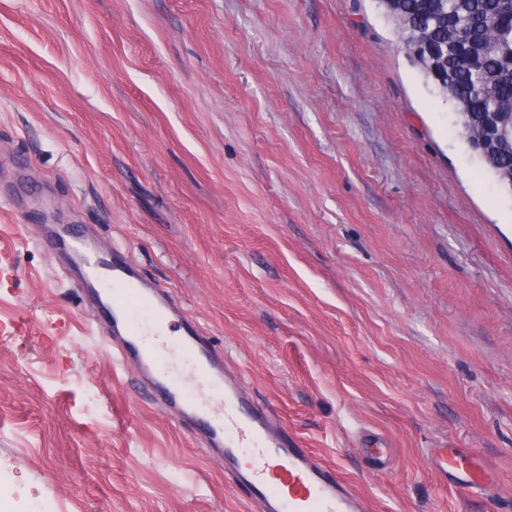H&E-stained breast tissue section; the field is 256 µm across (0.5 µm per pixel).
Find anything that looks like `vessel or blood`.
I'll return each instance as SVG.
<instances>
[{
  "label": "vessel or blood",
  "mask_w": 512,
  "mask_h": 512,
  "mask_svg": "<svg viewBox=\"0 0 512 512\" xmlns=\"http://www.w3.org/2000/svg\"><path fill=\"white\" fill-rule=\"evenodd\" d=\"M67 245L82 259L74 285L96 292L101 306L93 318L111 322L120 342L116 359L132 367L154 393V404L196 425L203 442L221 454L236 486L246 490L258 512H370L368 500L353 492L336 470L288 434L278 415L250 397L237 375L202 337L191 320L183 322L178 347L166 339L169 311L157 291L137 276L131 257L117 252L104 260L89 250L81 233ZM199 388L186 390L181 371ZM445 474L464 473L465 486L483 489L482 470L464 453L451 450L436 459Z\"/></svg>",
  "instance_id": "obj_1"
}]
</instances>
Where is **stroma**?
<instances>
[{
    "label": "stroma",
    "instance_id": "obj_1",
    "mask_svg": "<svg viewBox=\"0 0 512 512\" xmlns=\"http://www.w3.org/2000/svg\"><path fill=\"white\" fill-rule=\"evenodd\" d=\"M17 151L11 512H252L92 327L40 244L56 215L129 251L371 512H512V192L376 0H0V154ZM442 448L485 489L444 479ZM466 461V469H463L462 463ZM438 469L449 476H455V473H462L466 476L463 488L470 490H481L485 487L486 478L478 465H474L470 456L450 450L440 454L436 459Z\"/></svg>",
    "mask_w": 512,
    "mask_h": 512
}]
</instances>
